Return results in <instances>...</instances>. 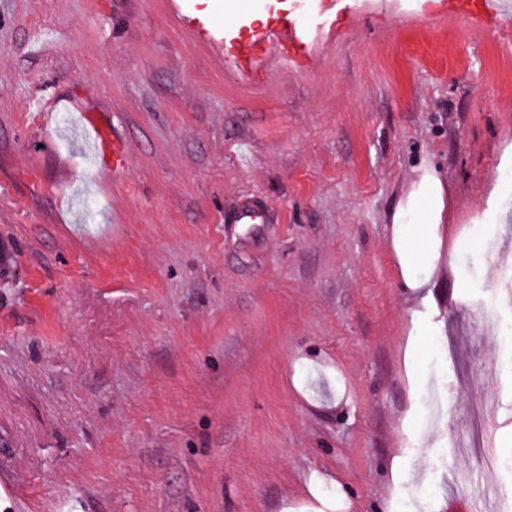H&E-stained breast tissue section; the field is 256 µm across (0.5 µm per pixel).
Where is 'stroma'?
<instances>
[{
    "instance_id": "35a3bbf8",
    "label": "stroma",
    "mask_w": 512,
    "mask_h": 512,
    "mask_svg": "<svg viewBox=\"0 0 512 512\" xmlns=\"http://www.w3.org/2000/svg\"><path fill=\"white\" fill-rule=\"evenodd\" d=\"M193 2L246 48L298 8ZM307 3L311 66L254 84L168 0H0V470L26 512L512 503V344L479 316L512 315V25ZM80 105L123 170L90 166ZM427 172L410 288L392 213ZM83 117L87 126L94 131L103 157L105 156L106 150H110L112 153V172H117L120 169H123L126 164L127 155L122 143L117 140L113 134L111 143L105 127L97 120V118L94 117L93 114L84 113ZM265 206L261 202L256 204L243 203L235 218V224H248L250 229H256L265 222ZM444 404L441 386L435 379L422 397L425 421L431 422L438 419L443 414Z\"/></svg>"
}]
</instances>
